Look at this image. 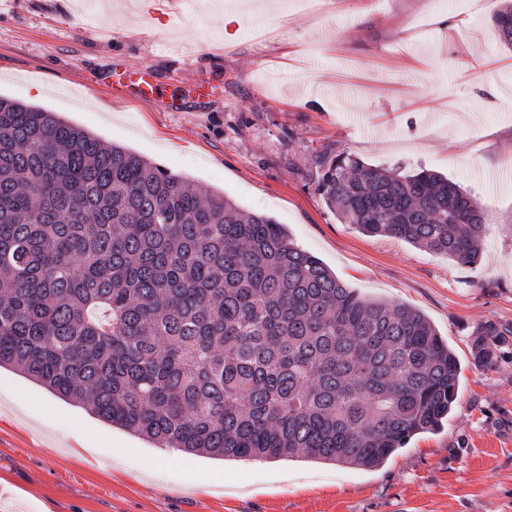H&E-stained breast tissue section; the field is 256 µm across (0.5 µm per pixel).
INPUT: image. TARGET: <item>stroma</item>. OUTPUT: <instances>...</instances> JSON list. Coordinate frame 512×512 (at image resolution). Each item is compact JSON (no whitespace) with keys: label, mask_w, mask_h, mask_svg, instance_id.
I'll return each instance as SVG.
<instances>
[{"label":"stroma","mask_w":512,"mask_h":512,"mask_svg":"<svg viewBox=\"0 0 512 512\" xmlns=\"http://www.w3.org/2000/svg\"><path fill=\"white\" fill-rule=\"evenodd\" d=\"M499 0H0V95L272 216L363 296L422 311L461 367L442 429L375 469L159 448L0 370V512H512V50ZM155 72L195 112L92 82ZM436 171L487 218L461 265L340 223L314 155ZM494 325V364L472 359Z\"/></svg>","instance_id":"stroma-1"}]
</instances>
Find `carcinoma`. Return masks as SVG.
<instances>
[{"label": "carcinoma", "instance_id": "1", "mask_svg": "<svg viewBox=\"0 0 512 512\" xmlns=\"http://www.w3.org/2000/svg\"><path fill=\"white\" fill-rule=\"evenodd\" d=\"M492 21L512 47V4ZM314 164L341 223L481 257L485 212L444 176ZM473 351L492 362L486 333ZM2 367L162 448L364 468L440 429L461 374L425 314L361 296L274 218L0 96Z\"/></svg>", "mask_w": 512, "mask_h": 512}]
</instances>
